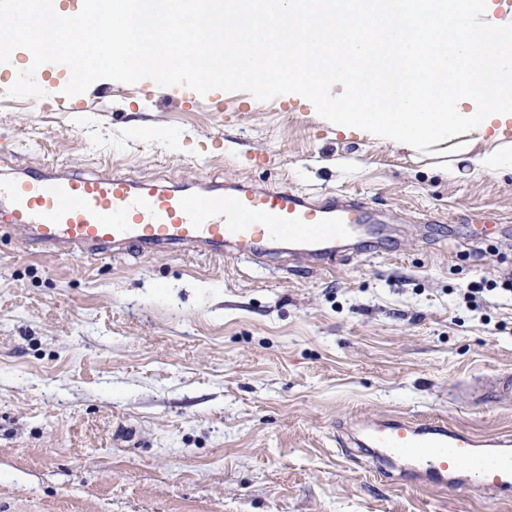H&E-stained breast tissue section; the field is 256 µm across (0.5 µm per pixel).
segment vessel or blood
I'll list each match as a JSON object with an SVG mask.
<instances>
[{"label": "vessel or blood", "instance_id": "vessel-or-blood-1", "mask_svg": "<svg viewBox=\"0 0 512 512\" xmlns=\"http://www.w3.org/2000/svg\"><path fill=\"white\" fill-rule=\"evenodd\" d=\"M0 18L23 32L48 19L23 0H0ZM0 207L41 249L91 259L182 247L255 261L286 251L320 267L350 248L371 255L384 244L382 227L357 200L288 187L240 185L198 196L136 183L118 171L59 176L45 170L0 181ZM355 444L374 449L382 464L402 457V476L430 486L463 483L474 471L479 491H512L507 435L481 438L444 421L375 417L360 423Z\"/></svg>", "mask_w": 512, "mask_h": 512}]
</instances>
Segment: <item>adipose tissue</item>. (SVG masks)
<instances>
[{"instance_id": "adipose-tissue-1", "label": "adipose tissue", "mask_w": 512, "mask_h": 512, "mask_svg": "<svg viewBox=\"0 0 512 512\" xmlns=\"http://www.w3.org/2000/svg\"><path fill=\"white\" fill-rule=\"evenodd\" d=\"M160 0L113 12L119 56L78 47L82 26L38 27L35 72L82 58L102 77L249 80L282 88L337 131L393 142L415 155L463 157L475 174L512 166V11L493 0H225L169 22ZM276 5L291 29L245 41L247 20Z\"/></svg>"}]
</instances>
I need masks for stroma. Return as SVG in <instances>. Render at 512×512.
<instances>
[{
    "instance_id": "1",
    "label": "stroma",
    "mask_w": 512,
    "mask_h": 512,
    "mask_svg": "<svg viewBox=\"0 0 512 512\" xmlns=\"http://www.w3.org/2000/svg\"><path fill=\"white\" fill-rule=\"evenodd\" d=\"M0 54V178L52 167L159 185L345 192L396 255L328 269L190 251H39L0 213V512H512V493L400 484L336 442L353 417L512 435V400L460 398L512 374V167L448 180L344 135L273 87L115 77L34 103ZM431 214L439 224L423 229ZM491 217L501 232L475 233Z\"/></svg>"
}]
</instances>
